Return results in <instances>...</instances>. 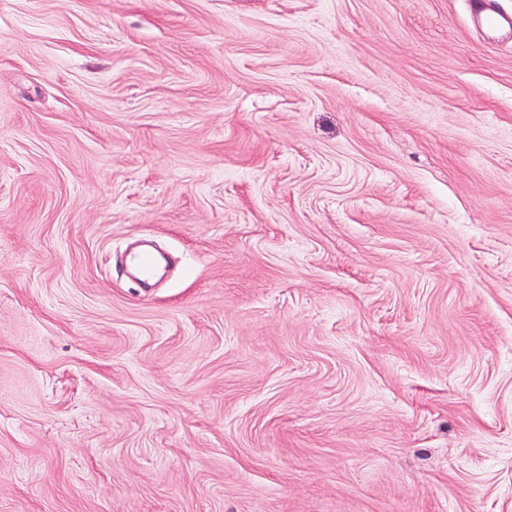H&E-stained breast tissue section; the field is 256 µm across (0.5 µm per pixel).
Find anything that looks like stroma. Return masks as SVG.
I'll return each instance as SVG.
<instances>
[{"instance_id":"35a3bbf8","label":"stroma","mask_w":512,"mask_h":512,"mask_svg":"<svg viewBox=\"0 0 512 512\" xmlns=\"http://www.w3.org/2000/svg\"><path fill=\"white\" fill-rule=\"evenodd\" d=\"M0 512H512V38L0 0Z\"/></svg>"}]
</instances>
